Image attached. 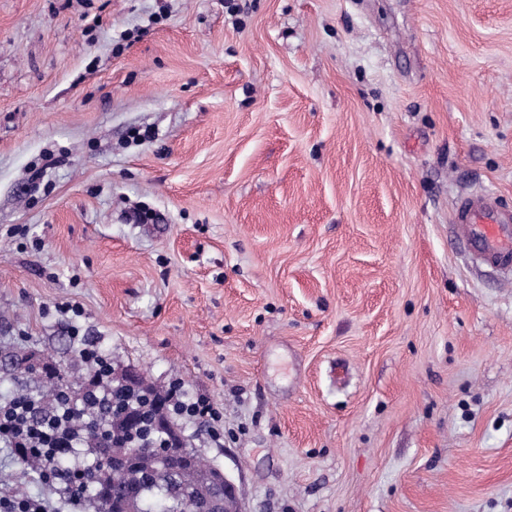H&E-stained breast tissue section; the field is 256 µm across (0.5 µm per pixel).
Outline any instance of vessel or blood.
Wrapping results in <instances>:
<instances>
[{"label":"vessel or blood","mask_w":512,"mask_h":512,"mask_svg":"<svg viewBox=\"0 0 512 512\" xmlns=\"http://www.w3.org/2000/svg\"><path fill=\"white\" fill-rule=\"evenodd\" d=\"M453 233L459 246L479 267L512 271V209L488 193L458 196Z\"/></svg>","instance_id":"vessel-or-blood-1"}]
</instances>
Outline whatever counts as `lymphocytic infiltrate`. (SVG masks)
<instances>
[{
    "label": "lymphocytic infiltrate",
    "mask_w": 512,
    "mask_h": 512,
    "mask_svg": "<svg viewBox=\"0 0 512 512\" xmlns=\"http://www.w3.org/2000/svg\"><path fill=\"white\" fill-rule=\"evenodd\" d=\"M71 341L79 360L90 377L86 392L60 391L53 402L31 395H16L0 401V445L10 448L17 459H37L40 468L34 477L52 494L66 501L74 512L85 498L88 467L74 460L77 448L83 447L85 430L96 424L105 430V420H91V413L112 401V358L89 337L72 330ZM168 410L178 421L190 420L210 427L214 440H223L218 428L220 412L204 395L191 394L181 380L167 387ZM27 470H19L12 484L0 486V512H50L47 498L29 493Z\"/></svg>",
    "instance_id": "lymphocytic-infiltrate-1"
}]
</instances>
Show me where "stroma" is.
<instances>
[{
    "instance_id": "obj_1",
    "label": "stroma",
    "mask_w": 512,
    "mask_h": 512,
    "mask_svg": "<svg viewBox=\"0 0 512 512\" xmlns=\"http://www.w3.org/2000/svg\"><path fill=\"white\" fill-rule=\"evenodd\" d=\"M470 191L512 208V0H0V362L77 383L75 325L206 394L244 512H512Z\"/></svg>"
}]
</instances>
